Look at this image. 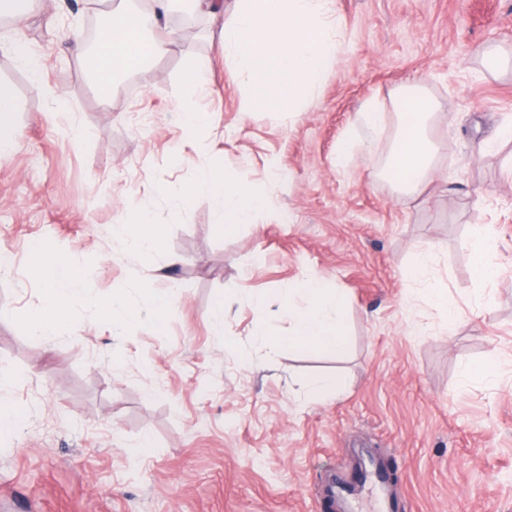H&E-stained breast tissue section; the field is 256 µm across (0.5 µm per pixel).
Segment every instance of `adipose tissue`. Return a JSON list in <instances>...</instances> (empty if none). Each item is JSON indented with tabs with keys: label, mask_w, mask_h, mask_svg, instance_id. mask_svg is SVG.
Listing matches in <instances>:
<instances>
[{
	"label": "adipose tissue",
	"mask_w": 512,
	"mask_h": 512,
	"mask_svg": "<svg viewBox=\"0 0 512 512\" xmlns=\"http://www.w3.org/2000/svg\"><path fill=\"white\" fill-rule=\"evenodd\" d=\"M154 24L151 13L135 8L132 0H120L111 24L103 28L93 50L74 43L73 51L92 75L101 104H110L116 75L132 72L167 52L168 41L150 34ZM397 108L400 132L387 174L396 184L409 185L425 178L429 158L437 150L436 144L425 137L423 122L437 110L438 104L413 89L400 98ZM188 192L216 198L220 219L230 230L251 223L255 211L265 202L263 186L226 180L210 168L199 170ZM112 236L122 243L133 242L140 251L152 254L161 248L162 227L153 223L147 214H135L113 225ZM32 274L42 280L46 288L42 303L32 316L30 329L34 335L50 338L59 325L68 321L71 305L86 296L84 274L77 258L69 255H59L46 264L35 265ZM295 292L305 298L307 304L284 308L290 323L289 344L343 355L346 349L343 316L347 303L343 291L324 287L321 279L308 277L297 285Z\"/></svg>",
	"instance_id": "obj_1"
}]
</instances>
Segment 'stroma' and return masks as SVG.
<instances>
[{"label":"stroma","instance_id":"1","mask_svg":"<svg viewBox=\"0 0 512 512\" xmlns=\"http://www.w3.org/2000/svg\"><path fill=\"white\" fill-rule=\"evenodd\" d=\"M112 7L25 4L6 34L40 55L41 82L0 52L20 132L0 156V251L16 259L0 276V393L20 425L0 435V512H512V0H334L340 59L303 112L246 111L220 50L233 0L191 37L163 11L154 32L169 51L116 78L103 106L71 41ZM204 57L194 103L215 130L199 136L182 121L181 79ZM413 80L439 104L428 130L441 148L405 189L386 170L396 94ZM369 100L380 127L362 120ZM346 139L354 158L340 168ZM203 167L263 184L252 223L225 232L213 197L186 195ZM137 212L164 225L161 251L113 238ZM486 225L501 274L481 283L470 241ZM45 248L79 256L90 290L50 342L27 329ZM422 248L460 322L408 276ZM308 276L348 297L344 358L282 342L284 291ZM148 290L169 293L163 319L141 310L116 334L97 318L112 295L139 307ZM254 293L270 307L249 306ZM259 326L279 347L256 341ZM493 350L503 374L467 378ZM336 372L340 397L304 394Z\"/></svg>","mask_w":512,"mask_h":512}]
</instances>
